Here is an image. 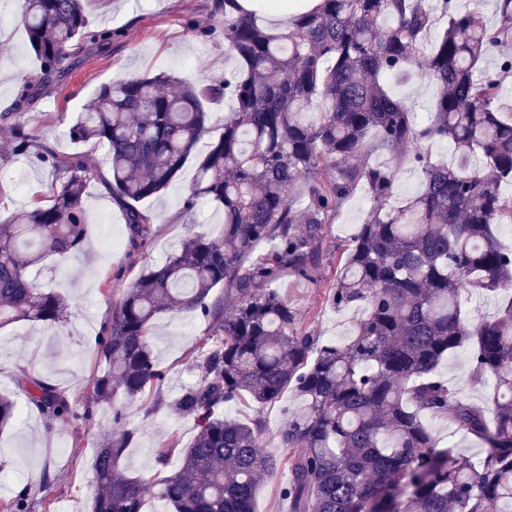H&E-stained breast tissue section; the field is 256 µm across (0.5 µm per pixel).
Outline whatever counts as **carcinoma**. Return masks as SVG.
I'll use <instances>...</instances> for the list:
<instances>
[{
	"label": "carcinoma",
	"instance_id": "carcinoma-1",
	"mask_svg": "<svg viewBox=\"0 0 512 512\" xmlns=\"http://www.w3.org/2000/svg\"><path fill=\"white\" fill-rule=\"evenodd\" d=\"M494 2L492 29L460 0H319L311 10L285 3L283 24L240 0H216L238 67L219 83L145 73L101 85L69 136L106 150L104 173L82 153L56 152L18 114L112 32L89 30L83 0H22L39 71L0 121L13 152L36 157L58 185L49 200L0 220V328L62 321L66 300L33 283L29 269L83 251L90 183H105L122 202L132 243L148 245L152 224L137 204L195 156L210 130V103L223 99L228 108L218 140L195 156L184 200L188 213L201 203L221 208L224 234L189 225L180 248L113 302L94 347L104 369L84 412L41 377L19 382L28 405L50 424L88 418L93 405L125 420V404L165 381L151 327L195 311L212 321L211 337L191 364L198 380L168 404L196 424L179 469L156 492L171 512H255L261 477L281 461L261 448V417H226L224 406L247 398L261 409L287 391L299 399L279 430L289 450L282 494L290 512H512V252L493 230L512 224V198L502 191L512 184V55L493 71L478 68L512 41V0ZM440 22L437 39L424 43ZM419 56L437 87L424 124L387 83ZM444 140L461 165L431 162L426 144ZM375 152L410 158L424 173L422 189L391 205L396 168L371 164ZM299 180L308 200L295 207L288 192ZM360 187L371 208L342 252L330 302L364 315L348 339L322 343L298 330L273 283L284 269L311 277L325 225ZM262 240L272 248L252 257ZM219 287L234 297L228 312L212 298ZM499 291L507 296L495 318L466 319L463 295ZM460 349L469 351L472 379L492 386L483 405L436 375ZM16 414V401L0 394V428ZM424 415L447 419L484 455L438 447ZM133 438L124 429L97 449L87 512H144L145 480L122 465ZM30 492L25 486L0 512H31Z\"/></svg>",
	"mask_w": 512,
	"mask_h": 512
}]
</instances>
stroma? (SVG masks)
I'll use <instances>...</instances> for the list:
<instances>
[{
  "label": "stroma",
  "instance_id": "1",
  "mask_svg": "<svg viewBox=\"0 0 512 512\" xmlns=\"http://www.w3.org/2000/svg\"><path fill=\"white\" fill-rule=\"evenodd\" d=\"M213 0H84L92 27L113 30L109 47L83 52L67 80L24 112L27 126L58 151H79L94 167L104 164V148L78 145L68 130L98 87L112 79L142 73H165L195 81L222 80L236 61L224 52L223 36L203 37L206 28H221L212 11ZM18 0H0V105L11 108L24 80L37 73L39 63L19 21ZM390 90L426 119L434 105L435 89L417 75L389 80ZM195 161H188L160 194L140 202L153 222L148 247L137 250L128 242L121 205L100 184L88 189V242L83 252L65 263L45 260L31 269L37 284L54 289L68 302L64 322L53 326L16 322L0 328V393L19 401L17 422L0 430V498L14 496L42 470L52 477L54 512H87L94 492L92 466L97 448L115 434L111 412L94 409L92 416L67 425H48L25 404L20 378L40 376L64 390L77 407L90 399L91 382L103 365L93 350L95 338L112 314V302L132 286L142 271L175 251L186 234L183 201L192 186ZM53 177L36 158L12 154L8 134L0 129V190L5 193L4 218L26 209L33 198L48 199ZM371 203L364 193L349 198L326 227L320 244V265L313 278L281 273L279 293L296 309L302 331L329 342L344 339L361 310L335 309L329 295L336 266ZM207 321L187 313L165 317L155 324L152 341L156 360L166 372L160 394L145 396L129 406L127 424L136 431L123 465L134 477L158 484L180 466V448L192 440L195 422L173 414L166 406L195 374L190 370L196 344L208 336ZM440 377L470 402L485 403L489 387L474 383L469 358L457 352L442 361ZM177 443L167 465L155 462L156 450Z\"/></svg>",
  "mask_w": 512,
  "mask_h": 512
}]
</instances>
